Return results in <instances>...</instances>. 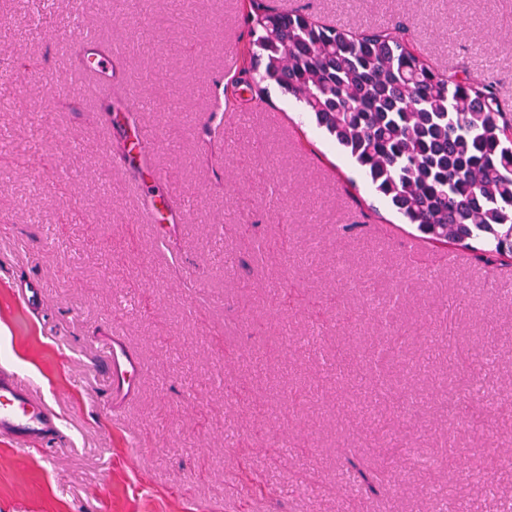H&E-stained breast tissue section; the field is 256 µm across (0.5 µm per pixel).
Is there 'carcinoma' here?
Segmentation results:
<instances>
[{
    "label": "carcinoma",
    "mask_w": 512,
    "mask_h": 512,
    "mask_svg": "<svg viewBox=\"0 0 512 512\" xmlns=\"http://www.w3.org/2000/svg\"><path fill=\"white\" fill-rule=\"evenodd\" d=\"M256 39L250 67L314 115L396 213L427 238L484 245L490 259H512V118L492 87L448 75L410 47L402 28L338 29L299 12L266 9L251 17ZM409 416L428 413L418 393L403 400ZM402 429L376 427L392 448ZM371 470L347 460L359 489L378 494L380 473L394 462L384 452ZM435 453L405 457L406 477L442 464Z\"/></svg>",
    "instance_id": "1"
}]
</instances>
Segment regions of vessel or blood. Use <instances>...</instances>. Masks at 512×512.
<instances>
[{"label": "vessel or blood", "mask_w": 512, "mask_h": 512, "mask_svg": "<svg viewBox=\"0 0 512 512\" xmlns=\"http://www.w3.org/2000/svg\"><path fill=\"white\" fill-rule=\"evenodd\" d=\"M101 366L110 380L109 403L120 409L124 400L137 389L144 365L119 337L101 346ZM60 433L58 417L48 404L24 388L11 372H0V436L8 437L21 453H29L34 444Z\"/></svg>", "instance_id": "1"}]
</instances>
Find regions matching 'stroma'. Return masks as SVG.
<instances>
[{
  "mask_svg": "<svg viewBox=\"0 0 512 512\" xmlns=\"http://www.w3.org/2000/svg\"><path fill=\"white\" fill-rule=\"evenodd\" d=\"M40 3L0 0V369L45 399L61 434L31 457L0 437V512H442L432 487L452 489L451 512H512V469L488 451L490 435L512 433V264L477 242L423 240L288 94L245 63L227 69L251 40L244 0H54L36 27ZM261 3L347 29L403 24L416 53L493 85L512 114V0ZM81 26L123 48L97 94L71 83ZM143 90L156 109L130 108ZM369 282L399 297L409 351L453 327L415 381L435 403L403 423L453 464L346 496L334 485L347 457L373 462L378 449L347 414L363 390L337 388L322 355L381 360L392 391L406 387L380 352ZM32 284L34 313L22 303ZM315 323L317 344L288 354L282 334ZM112 334L146 367L118 425L92 342ZM474 346L485 362L449 360ZM476 375L492 395L468 389ZM312 380L319 401L298 399L287 444L272 441L274 388ZM475 404L480 428L463 418Z\"/></svg>",
  "mask_w": 512,
  "mask_h": 512,
  "instance_id": "obj_1",
  "label": "stroma"
}]
</instances>
